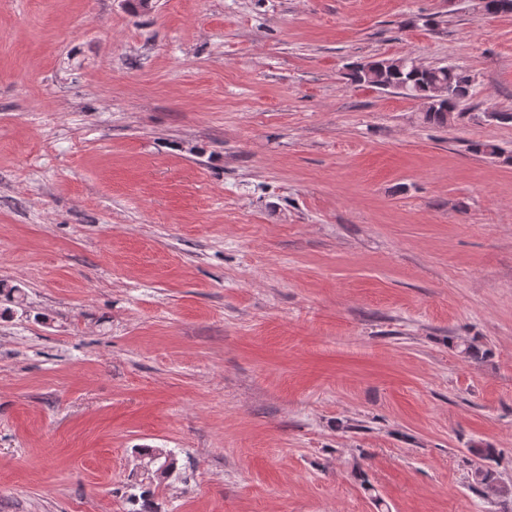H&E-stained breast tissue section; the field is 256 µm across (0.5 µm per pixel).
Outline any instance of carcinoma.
<instances>
[{
	"instance_id": "carcinoma-1",
	"label": "carcinoma",
	"mask_w": 512,
	"mask_h": 512,
	"mask_svg": "<svg viewBox=\"0 0 512 512\" xmlns=\"http://www.w3.org/2000/svg\"><path fill=\"white\" fill-rule=\"evenodd\" d=\"M479 8L484 12H512V0H480ZM413 58L403 56L397 60L381 59L359 63L351 69L350 79L358 85H367L383 90L394 89L408 98L428 101L423 112L425 123L443 127L448 124V115L458 109L472 95L473 79L462 68L443 65L429 69H418ZM447 88V99L439 101L435 92ZM483 464L471 472L474 484L485 491L505 493L496 471L489 465L494 458V449L481 446L471 449ZM139 459L136 469L130 473L128 512H156L155 491L173 475L177 469V458L173 451L144 446L135 449Z\"/></svg>"
}]
</instances>
